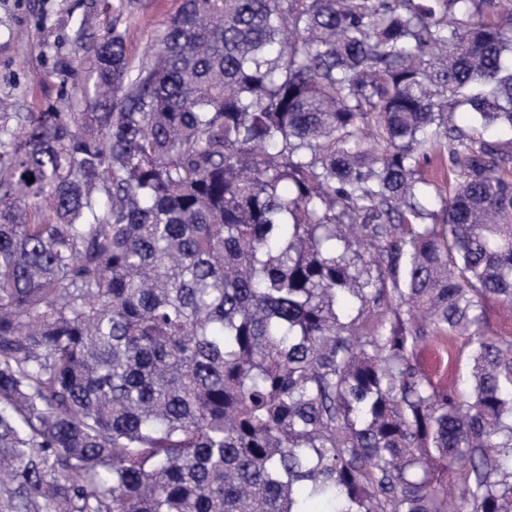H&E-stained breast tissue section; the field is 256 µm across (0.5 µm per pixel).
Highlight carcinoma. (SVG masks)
Wrapping results in <instances>:
<instances>
[{
	"mask_svg": "<svg viewBox=\"0 0 512 512\" xmlns=\"http://www.w3.org/2000/svg\"><path fill=\"white\" fill-rule=\"evenodd\" d=\"M496 6L183 0L0 127V512H512ZM484 318L488 336H512V306L489 300L485 304ZM426 346L427 345H422L416 351V354L414 356V362L418 366L420 371H422L423 373H425L433 378H437L438 376L435 373L434 367H433V357L439 353L443 356L444 363L447 364V377H446L447 380H448V376H451V373H452V377H454L455 380L458 381V383H461L462 380L467 377L468 368H467V358H466L465 354L461 355L459 358V361L456 362L455 371L454 370L448 371L447 355L442 354V352H438L436 349H432L429 347L425 348Z\"/></svg>",
	"mask_w": 512,
	"mask_h": 512,
	"instance_id": "obj_1",
	"label": "carcinoma"
}]
</instances>
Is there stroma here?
Instances as JSON below:
<instances>
[{
    "label": "stroma",
    "mask_w": 512,
    "mask_h": 512,
    "mask_svg": "<svg viewBox=\"0 0 512 512\" xmlns=\"http://www.w3.org/2000/svg\"><path fill=\"white\" fill-rule=\"evenodd\" d=\"M182 0H0V99L12 113L80 112L92 44L118 33L133 64ZM69 62L68 80L57 74Z\"/></svg>",
    "instance_id": "stroma-1"
}]
</instances>
